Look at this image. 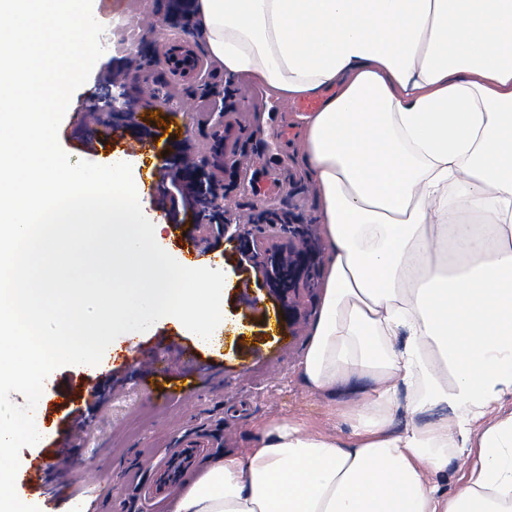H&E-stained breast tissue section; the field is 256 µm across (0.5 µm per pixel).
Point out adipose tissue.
<instances>
[{
	"instance_id": "adipose-tissue-1",
	"label": "adipose tissue",
	"mask_w": 512,
	"mask_h": 512,
	"mask_svg": "<svg viewBox=\"0 0 512 512\" xmlns=\"http://www.w3.org/2000/svg\"><path fill=\"white\" fill-rule=\"evenodd\" d=\"M225 73L298 113L327 245L289 420L172 512H512V0H197ZM407 422L396 428L398 413ZM473 454L451 494L432 484Z\"/></svg>"
}]
</instances>
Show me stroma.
I'll use <instances>...</instances> for the list:
<instances>
[{
    "instance_id": "obj_1",
    "label": "stroma",
    "mask_w": 512,
    "mask_h": 512,
    "mask_svg": "<svg viewBox=\"0 0 512 512\" xmlns=\"http://www.w3.org/2000/svg\"><path fill=\"white\" fill-rule=\"evenodd\" d=\"M168 2L98 0L94 17L112 37L111 51L100 60L111 63L130 104H137L146 88L168 84L185 102L176 118L179 135L164 154L135 156L133 175L148 181L164 157L187 145L201 161L224 162L218 179L227 232H218L193 208L168 221L161 246L173 252L184 234L195 237L197 266L224 274L227 321L223 332L205 343L166 323L137 344L119 343L111 358L98 365H66L52 373L43 399L54 404L57 425L41 447L22 449L20 468L28 470L47 455L52 466L40 490L16 483L21 500L39 498L40 512L86 506L92 512H169V504L153 505L132 494L124 477L130 467L145 469L152 457L178 452L193 432L215 437V457L248 447L257 427L271 420L297 421L340 439L349 435L347 424L323 397L304 388L296 373L314 317L318 276L300 280L286 292L265 275L271 264L287 258L292 245L308 243L318 259L326 257L317 193L301 162L300 142L275 137L293 122L296 111L291 102L273 99L250 81L213 67L206 83L174 76L165 58L168 38L181 35L199 49L204 43L195 24L171 26ZM102 92L91 77L72 96L58 131L70 163L110 165L129 142L150 139L162 129L165 115L158 111L130 116L104 112ZM94 132L99 144L90 152L80 149L79 139ZM237 154L254 158L250 172L235 168ZM277 313L283 321L275 331L268 322ZM169 340L177 347L165 354L168 375L154 374L133 360L132 350H151ZM185 347L193 350L202 371L190 391L182 390L179 379ZM91 389L97 390L101 404L89 410L85 399ZM80 410L85 425L64 440L63 431Z\"/></svg>"
}]
</instances>
